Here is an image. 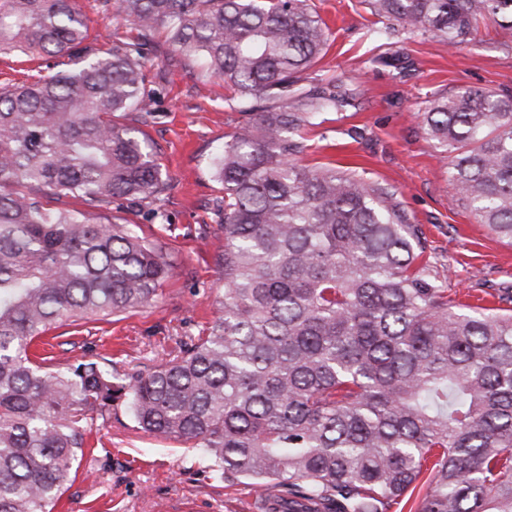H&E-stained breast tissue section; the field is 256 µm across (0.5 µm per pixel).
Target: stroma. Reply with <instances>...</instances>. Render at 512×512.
<instances>
[{"label":"stroma","instance_id":"stroma-1","mask_svg":"<svg viewBox=\"0 0 512 512\" xmlns=\"http://www.w3.org/2000/svg\"><path fill=\"white\" fill-rule=\"evenodd\" d=\"M309 4L329 27L326 53L311 76L341 79L358 95L354 108L325 113L308 128L303 164L350 167L396 190L412 223L423 227L453 303L511 293L512 243L457 200L420 114L433 96L460 86L512 92V31L482 26L453 47L430 33L402 31L385 45L370 37L375 19L358 0ZM147 87L156 99L152 117L142 125L129 112L122 120L141 125L175 187L160 218L150 217L145 201L122 202L111 214L165 243L176 269L154 305L117 322L67 327L51 349L60 361L99 354L121 373L154 366L177 340L201 334L223 294L215 270L224 243L222 193L210 163L243 118L228 107L223 80L179 52L151 68ZM207 466L198 450L148 435L127 416L111 417L55 512H260L251 486L216 481Z\"/></svg>","mask_w":512,"mask_h":512}]
</instances>
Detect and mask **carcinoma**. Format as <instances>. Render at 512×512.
<instances>
[{
    "label": "carcinoma",
    "instance_id": "carcinoma-1",
    "mask_svg": "<svg viewBox=\"0 0 512 512\" xmlns=\"http://www.w3.org/2000/svg\"><path fill=\"white\" fill-rule=\"evenodd\" d=\"M132 21L104 53L71 0H0V56L71 67L0 87V512H53L122 409L248 480L269 512H512V313L448 301L420 225L353 169L299 163L302 130L354 106L308 75L328 26L306 0H98ZM455 45L512 0H362ZM201 58L243 122L213 157L224 191L219 314L148 372L55 364L58 329L155 302L175 267L120 200L173 188L142 130L156 35ZM422 128L458 200L512 242V94L459 87ZM64 199L72 207H54Z\"/></svg>",
    "mask_w": 512,
    "mask_h": 512
}]
</instances>
